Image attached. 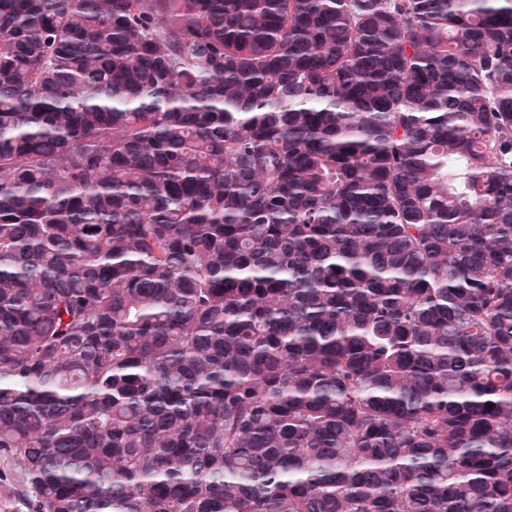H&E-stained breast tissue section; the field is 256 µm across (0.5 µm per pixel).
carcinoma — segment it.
Returning a JSON list of instances; mask_svg holds the SVG:
<instances>
[{"label": "carcinoma", "mask_w": 512, "mask_h": 512, "mask_svg": "<svg viewBox=\"0 0 512 512\" xmlns=\"http://www.w3.org/2000/svg\"><path fill=\"white\" fill-rule=\"evenodd\" d=\"M0 460L512 512V0H0Z\"/></svg>", "instance_id": "obj_1"}]
</instances>
